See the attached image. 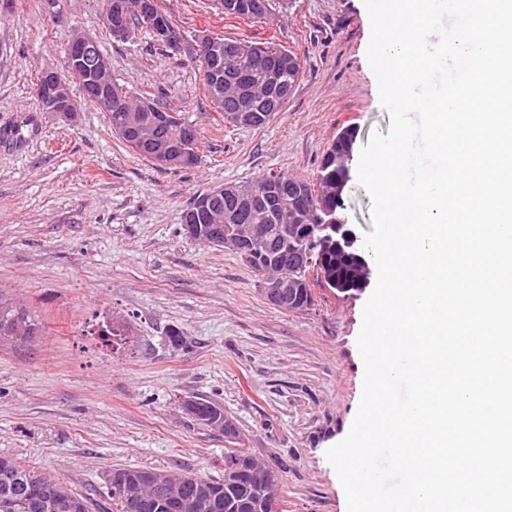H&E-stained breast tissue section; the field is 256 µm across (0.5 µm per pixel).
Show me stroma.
Returning <instances> with one entry per match:
<instances>
[{
  "mask_svg": "<svg viewBox=\"0 0 512 512\" xmlns=\"http://www.w3.org/2000/svg\"><path fill=\"white\" fill-rule=\"evenodd\" d=\"M161 6L186 38L181 54L140 29L113 38L100 0H0V295L40 323L30 340H0V455L58 477L89 497L90 512H121L106 489L113 468L223 474L229 438L182 408L200 397L279 470L287 512H343L324 444L348 435L362 396L370 289L342 298L317 286L309 310H282L253 269L181 224L215 187L274 171L313 177L344 126L356 125L360 147L388 133L364 0H270L254 22L224 18L212 0ZM79 32L131 92L199 130L197 165L162 167L128 150L78 84L75 122L40 110L34 75L64 71ZM204 34L274 41L300 57L292 95L264 126L225 123L212 107L191 54ZM343 197L346 224L372 231L357 180ZM173 330L182 347L170 345Z\"/></svg>",
  "mask_w": 512,
  "mask_h": 512,
  "instance_id": "35a3bbf8",
  "label": "stroma"
}]
</instances>
